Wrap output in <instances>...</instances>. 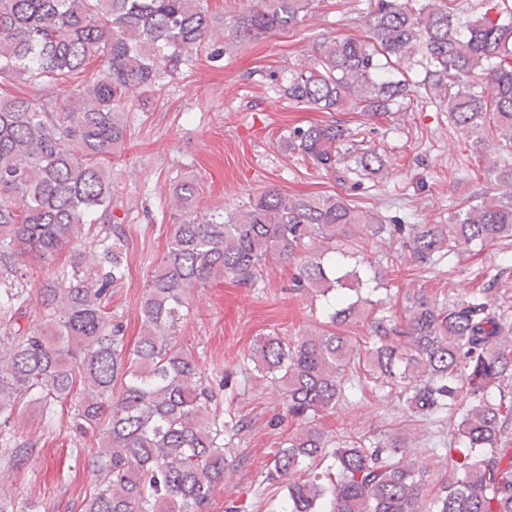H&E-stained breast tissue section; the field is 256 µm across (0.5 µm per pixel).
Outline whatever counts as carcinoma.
Masks as SVG:
<instances>
[{
	"label": "carcinoma",
	"mask_w": 512,
	"mask_h": 512,
	"mask_svg": "<svg viewBox=\"0 0 512 512\" xmlns=\"http://www.w3.org/2000/svg\"><path fill=\"white\" fill-rule=\"evenodd\" d=\"M313 0H247L224 23V41L251 43L307 21ZM366 39L320 45L314 64L275 83L280 96L319 112L350 109L389 120L413 102L446 106L492 189L453 207L446 224H405L362 211L339 195L288 197L268 188L243 211L201 206L193 178L174 189L180 220L140 303L133 345L112 315L125 277L128 239L112 223V168L122 160L126 111L198 54L211 36L207 0H0V83L50 89L71 80L59 104L0 95V442L11 468L34 453L10 442L12 420L30 403L45 415L76 401L77 427L97 430L98 484L85 512H207L233 466L226 449L250 420L224 415L217 380L176 340L191 290L229 279L254 286L271 261L299 260L297 288L325 298L328 325H347L370 306V335L331 330L259 336L244 359L281 391L296 430L261 483L283 484L281 512H512V283L504 257L484 286L443 304L419 289L403 315L371 299L340 260H324L340 237L393 241L417 267L439 265L475 246L512 244V0H369ZM100 69L81 78L91 60ZM361 126H297L282 146L354 186L383 174L385 155ZM96 261L85 264L84 248ZM69 261L47 270L39 316L26 325L25 258ZM365 361L364 370L355 368ZM414 417L453 410L448 481L429 487V469L406 438L332 440L316 416L365 385ZM329 461L319 472L315 464Z\"/></svg>",
	"instance_id": "carcinoma-1"
}]
</instances>
